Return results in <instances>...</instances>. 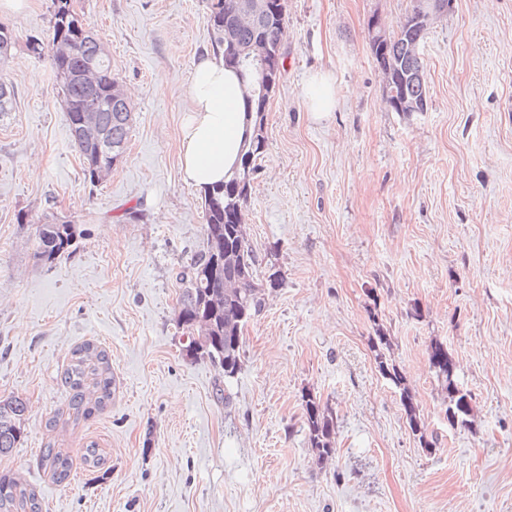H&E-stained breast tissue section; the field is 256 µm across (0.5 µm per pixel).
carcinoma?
I'll list each match as a JSON object with an SVG mask.
<instances>
[{
    "mask_svg": "<svg viewBox=\"0 0 512 512\" xmlns=\"http://www.w3.org/2000/svg\"><path fill=\"white\" fill-rule=\"evenodd\" d=\"M235 0H211L207 23L217 48L224 49L220 37L224 26H236L237 42L246 47L255 40H265L275 47L282 46L287 19V0H273L270 16L253 25H235ZM431 0H412L411 10L400 21V32H392L383 41L368 31L370 52L386 80V103L394 112H402L411 102L428 105V90L422 59L414 51L424 42L431 20L424 18ZM73 11L72 0H52L50 37L43 43L32 40L27 50L35 55L49 53L52 68L63 95L71 141L83 160V175L91 183L99 181L98 169L110 164L108 148L83 138L77 121L90 105L96 106L98 124L106 141L127 144L132 124L126 122L123 100L112 94L109 59H100L97 44L84 25L76 26L66 20ZM97 71L96 81L90 83L85 74L89 68ZM15 93L12 84L0 76V115L14 109ZM243 169H237L218 189L204 193L206 248L197 252L179 273L181 293L177 327L187 334L186 357H203L233 377L241 363L243 327L250 323L265 305V290L280 287L281 278L272 272L262 285L255 281L257 258L249 243L244 224V205L249 192L240 187ZM75 243L74 225L67 222L39 224L35 230V255L46 263L54 262ZM380 374L396 384L402 377L396 366L383 353L375 357ZM431 367L448 393L445 414L450 426L465 427L472 406L456 394L455 363L448 349L434 344L429 354ZM70 390V407L74 418L89 416L103 410L112 398V372L107 355L87 343L72 352L71 363L64 373ZM409 426L419 435L425 447L431 442L417 419L411 395L401 393ZM27 402L20 397L0 400V457L12 452L24 435ZM305 419L311 446L318 451L317 463L331 457L334 422L319 403L305 400ZM42 464L61 483L69 479L71 464L62 450L47 445L41 455ZM0 512H42L35 492L8 474H0Z\"/></svg>",
    "mask_w": 512,
    "mask_h": 512,
    "instance_id": "cac0c4a2",
    "label": "carcinoma"
}]
</instances>
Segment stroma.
<instances>
[{
	"label": "stroma",
	"mask_w": 512,
	"mask_h": 512,
	"mask_svg": "<svg viewBox=\"0 0 512 512\" xmlns=\"http://www.w3.org/2000/svg\"><path fill=\"white\" fill-rule=\"evenodd\" d=\"M128 91L125 154L83 176L49 56L51 0L0 10L18 47L0 69V398L29 403L0 458L43 512H512V0H451L422 49L424 112L385 104L368 24L396 30L411 0H288L279 86L244 209L257 281L282 284L248 325L231 378L183 352L178 273L205 248L202 192L179 164L185 89L215 52L209 0H73ZM323 72L336 108L304 91ZM74 224L72 253L34 256L36 222ZM386 344H379V337ZM106 351L115 391L72 422L61 380L74 349ZM452 354L465 427L429 363ZM402 385L378 371L376 353ZM226 399H218V390ZM409 390L428 441L406 420ZM332 415L317 462L305 397ZM67 482L40 465L47 443ZM97 443L104 461L87 467ZM307 102L311 115L322 119L336 107V88L328 75L317 74L309 82ZM41 461L57 482L69 479L72 469L69 457L59 448L47 445L42 451Z\"/></svg>",
	"instance_id": "stroma-1"
}]
</instances>
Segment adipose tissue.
<instances>
[{
	"label": "adipose tissue",
	"instance_id": "adipose-tissue-1",
	"mask_svg": "<svg viewBox=\"0 0 512 512\" xmlns=\"http://www.w3.org/2000/svg\"><path fill=\"white\" fill-rule=\"evenodd\" d=\"M189 107L180 138L184 180L204 190L222 183L238 168L250 123L237 73L223 57L200 58L187 88Z\"/></svg>",
	"mask_w": 512,
	"mask_h": 512
}]
</instances>
